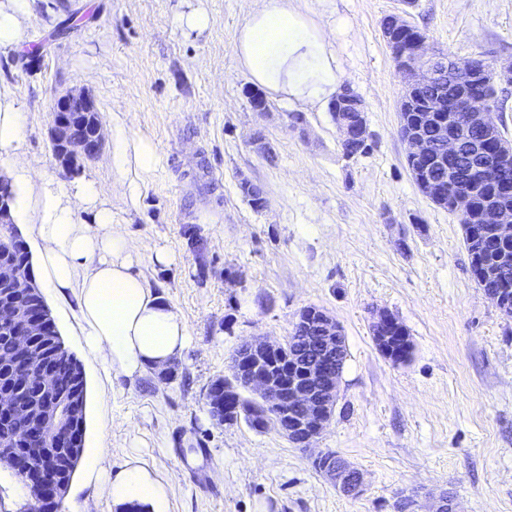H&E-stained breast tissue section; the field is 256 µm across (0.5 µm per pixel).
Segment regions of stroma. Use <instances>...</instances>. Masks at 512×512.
I'll use <instances>...</instances> for the list:
<instances>
[{
    "instance_id": "1",
    "label": "stroma",
    "mask_w": 512,
    "mask_h": 512,
    "mask_svg": "<svg viewBox=\"0 0 512 512\" xmlns=\"http://www.w3.org/2000/svg\"><path fill=\"white\" fill-rule=\"evenodd\" d=\"M326 32L342 82L363 100L367 154L345 158L327 105L266 92L255 112L237 36L253 0H28L21 44L0 46V108L25 113L10 159L68 197L89 181L138 250L150 285L186 321L191 340L173 377H108L86 351L74 299L45 293L65 347L88 385L84 454L58 512L87 504L117 512L83 483V470H118L131 457L172 479L169 512H395L401 496L442 488L458 512H512V317L470 272L458 214L417 188L398 136L403 77L383 37L394 14L455 59L512 63V0H291ZM202 15L206 25H191ZM34 65L17 67L19 53ZM84 91L112 145L68 174L51 152L54 99ZM304 117L291 125V114ZM275 148L268 163L251 144ZM155 162L138 167L141 145ZM269 200L254 211L242 179ZM206 240L199 268L184 230ZM172 262L153 264V250ZM307 306L343 327L348 355L334 419L312 451H331L363 474L347 497L312 465V451L274 430L217 424L210 385L256 337L287 340ZM407 328L410 358L378 351L372 315Z\"/></svg>"
}]
</instances>
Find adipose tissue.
<instances>
[{"label": "adipose tissue", "instance_id": "obj_1", "mask_svg": "<svg viewBox=\"0 0 512 512\" xmlns=\"http://www.w3.org/2000/svg\"><path fill=\"white\" fill-rule=\"evenodd\" d=\"M237 50L252 81L315 105L336 94L341 71L324 32L289 0H255L239 31ZM93 183L73 197L40 189L41 219L32 231L41 248L37 268L44 288L72 296L89 354L114 378L135 379L181 359L190 342L182 316L151 288L124 231L106 209L92 221L79 213L95 202ZM84 483L120 512H168L171 479L145 461L110 473L90 467Z\"/></svg>", "mask_w": 512, "mask_h": 512}]
</instances>
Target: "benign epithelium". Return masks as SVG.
<instances>
[{"instance_id":"1","label":"benign epithelium","mask_w":512,"mask_h":512,"mask_svg":"<svg viewBox=\"0 0 512 512\" xmlns=\"http://www.w3.org/2000/svg\"><path fill=\"white\" fill-rule=\"evenodd\" d=\"M411 24L401 15H393L385 26V39L399 71L405 75L399 107V135L410 160V173L420 192L431 202L444 198V189L432 178L431 170L454 160L469 132L478 133L472 159L488 154L500 162V173L512 167V140L499 133L494 106L489 100L468 89L469 84L493 87L512 85V64L496 70L486 66L478 71H463L458 62L425 53L427 36L408 34ZM448 81L461 86L460 95L448 108L464 113L462 123L441 114L437 95ZM97 111L94 100L84 92L69 91L53 102L50 141L55 160L69 170L82 159H95L103 146L102 122L94 135L76 140L74 130L82 116ZM330 111L343 142L365 143L369 132L363 103L358 98L331 104ZM358 113L355 121L344 117ZM15 188L11 180L0 175V224L13 223L12 205ZM451 208L468 222L471 234L490 232L500 242L512 244V209L486 204L481 207L471 193L458 189ZM0 284L9 301L0 304V325L9 327L16 353V374L25 378L27 371L44 366L46 354L36 346L38 336L56 337L55 322L49 309L26 304L39 297L33 277L10 264L0 265ZM297 323L309 329L303 345L288 356V370L278 359L285 353V343L258 338L242 344L232 361V378L224 384L228 397L236 396L239 385L264 412L276 419L277 430L300 448H309L332 421L339 388V369L333 366L341 357L345 336L342 326L326 310L309 306L298 314ZM372 327L377 349L392 361L404 358L410 339L395 316L385 310L376 312ZM45 399L38 405H21L12 396L0 393V417L10 419L18 413L27 416L30 425L51 437L70 429L75 420L71 404L80 397L81 385L61 392L55 388L50 371L41 372ZM80 443L72 437L66 448H11L0 444V466L19 475L25 486L38 498L40 512H54L65 494L61 470L71 467ZM315 461L324 462L321 473L346 496L363 490V476L347 460L325 452ZM426 512H457L453 496L442 492L433 497Z\"/></svg>"}]
</instances>
